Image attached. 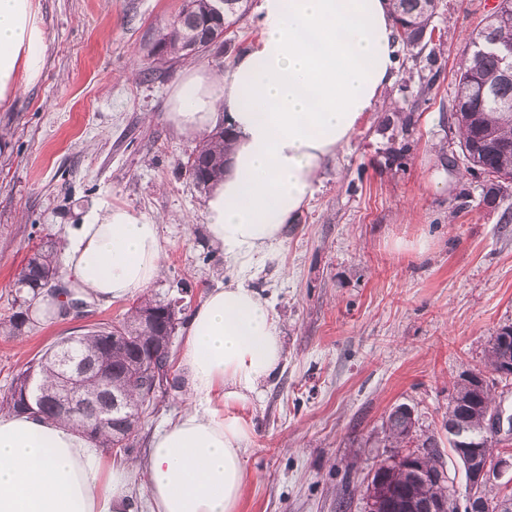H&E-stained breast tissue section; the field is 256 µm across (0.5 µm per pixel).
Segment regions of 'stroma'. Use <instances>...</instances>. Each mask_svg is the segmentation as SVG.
I'll list each match as a JSON object with an SVG mask.
<instances>
[{
	"label": "stroma",
	"mask_w": 512,
	"mask_h": 512,
	"mask_svg": "<svg viewBox=\"0 0 512 512\" xmlns=\"http://www.w3.org/2000/svg\"><path fill=\"white\" fill-rule=\"evenodd\" d=\"M36 2L48 30L44 78L0 110V322L21 302L20 264L43 245L64 252L68 226L97 203L157 220L162 273L145 294L180 303L188 321L238 269L212 245L207 193L184 174L200 142L164 116L183 68L142 74L182 0ZM494 6L440 0L431 59H400L297 223L252 263L247 284L272 309L283 361L241 412L250 436L239 512H364L367 477L388 453L389 411L410 408L419 432L447 444L456 381L484 369L491 337L512 324V185L485 198L488 178L468 168L451 119L456 61ZM129 306L67 317L33 308L32 333L0 332V396L60 338ZM184 395L170 390L145 410L134 459L180 415Z\"/></svg>",
	"instance_id": "stroma-1"
}]
</instances>
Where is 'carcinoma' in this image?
Segmentation results:
<instances>
[{"label":"carcinoma","mask_w":512,"mask_h":512,"mask_svg":"<svg viewBox=\"0 0 512 512\" xmlns=\"http://www.w3.org/2000/svg\"><path fill=\"white\" fill-rule=\"evenodd\" d=\"M224 17L214 15L216 0H185L181 11L193 6L191 24L170 22L158 31L153 45L163 49L165 57L152 59L143 71L146 77L162 68L171 69L183 59L203 57L215 34H226L249 9V0H222ZM397 21V36L403 48L417 58L414 50L432 42L429 34L437 14L438 0H391ZM481 48L472 52L467 63L457 70V88L451 117L460 133V148L472 167L489 177L488 192L500 188L502 183H512V79L501 77L502 57L497 48L512 44V8L487 22L481 29ZM199 42L201 51L190 54L186 43ZM226 131H214L204 140L188 161L187 173L199 188H207L224 173V142ZM59 271L57 252L43 246L37 256L27 260L15 277V286L25 292L23 303H30L42 293L45 280ZM161 301L140 297L132 303L126 316L119 322L103 323L87 331L69 346L72 365L93 364L107 368L110 389L94 383L81 387L86 402V413H67L51 403L38 412L65 424H71L103 447L129 453L136 448L140 423L135 420L136 410L165 394L168 372L171 369L170 352L162 351L152 364L143 362L142 355L168 342V328L163 321L148 328L143 326L137 312L158 309ZM33 327L29 309L18 308L6 322H0V331L8 336H20ZM512 367V326L501 327L491 338L485 368L495 372ZM38 372L43 390L52 394L59 384L61 367L52 350H47L33 364ZM29 370L19 373L11 390L0 400V410L17 411V394L21 391ZM497 378L465 375L448 396V445L454 449L458 433L470 442L482 446L489 459L501 454L499 442L488 440L484 431L485 412L496 406L494 391ZM116 392L125 396L126 405L111 414V426L92 431L90 417L107 405L108 394ZM385 434L390 464L384 469V486L398 493L407 490L420 500L432 499L441 493V486L428 480L412 478L403 462L398 460L403 448H413L423 453V464L429 472H446L439 443L435 436L417 433L416 423L394 408L385 420Z\"/></svg>","instance_id":"carcinoma-1"}]
</instances>
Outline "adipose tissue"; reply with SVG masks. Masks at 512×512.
Listing matches in <instances>:
<instances>
[{"label":"adipose tissue","mask_w":512,"mask_h":512,"mask_svg":"<svg viewBox=\"0 0 512 512\" xmlns=\"http://www.w3.org/2000/svg\"><path fill=\"white\" fill-rule=\"evenodd\" d=\"M258 22V40L231 65L186 69L166 112L190 139L231 131L205 211L212 243L243 269L313 198L324 164L393 84L399 50L388 0H259ZM46 40L35 0H0V107L40 83ZM68 241L67 280L90 302L129 298L162 272L157 221L125 207L92 212ZM282 359L256 290L210 289L185 330V407L143 461L114 462L75 427L0 413V512H237L248 429L235 410ZM140 473L143 501L133 493Z\"/></svg>","instance_id":"obj_1"}]
</instances>
